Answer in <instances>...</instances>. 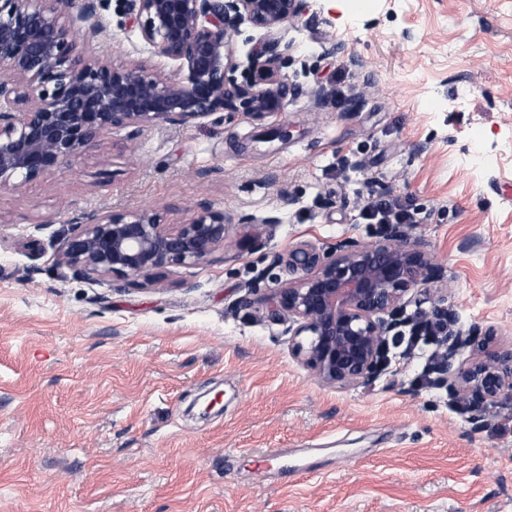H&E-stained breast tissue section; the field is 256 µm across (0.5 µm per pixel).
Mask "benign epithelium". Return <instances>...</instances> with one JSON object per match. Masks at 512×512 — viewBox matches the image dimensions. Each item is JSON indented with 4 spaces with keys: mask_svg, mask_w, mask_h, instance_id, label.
<instances>
[{
    "mask_svg": "<svg viewBox=\"0 0 512 512\" xmlns=\"http://www.w3.org/2000/svg\"><path fill=\"white\" fill-rule=\"evenodd\" d=\"M307 9V0H126L141 39L176 66L177 75L165 77L144 63L115 67L83 51L75 31L85 43L103 32L97 0H3L0 188L65 171L115 128L184 125L218 112L260 120L283 111L295 87L283 73L290 46L281 45L280 32ZM244 23L263 38L243 68L231 43ZM231 225L208 202L183 224L162 223L152 208L89 212L62 234L60 261L82 278L155 285L169 266L211 260ZM444 277L421 241L391 224L371 244H289L265 271L276 287L261 302L271 318L289 322L294 356L323 384L345 389L382 372L405 297L429 294L414 334L435 337L433 384L476 420L512 400V347L500 345L491 326L459 324L443 289H427ZM466 351L472 362L464 368L458 358Z\"/></svg>",
    "mask_w": 512,
    "mask_h": 512,
    "instance_id": "7a95c632",
    "label": "benign epithelium"
}]
</instances>
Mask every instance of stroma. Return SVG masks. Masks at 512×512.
<instances>
[{
	"label": "stroma",
	"instance_id": "stroma-1",
	"mask_svg": "<svg viewBox=\"0 0 512 512\" xmlns=\"http://www.w3.org/2000/svg\"><path fill=\"white\" fill-rule=\"evenodd\" d=\"M308 4L283 29L284 111L117 128L72 170L0 190V512H512V401L474 422L399 348L374 380L325 385L287 323L238 304L289 243L379 240L362 209L391 194L420 211L409 230L461 325L512 344V0ZM98 11L89 54L174 74L124 0ZM203 201L232 217L229 247L158 285L59 261L82 213L176 224Z\"/></svg>",
	"mask_w": 512,
	"mask_h": 512
}]
</instances>
